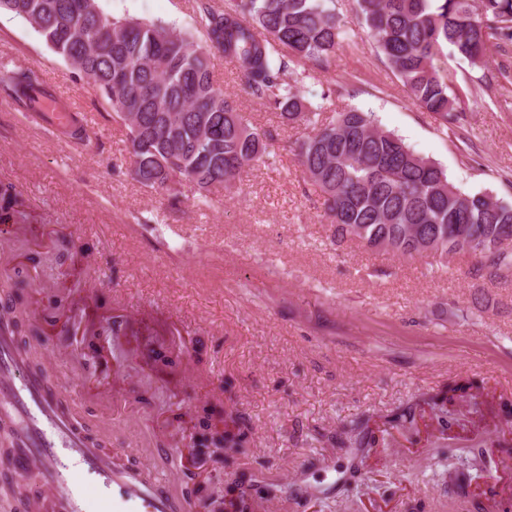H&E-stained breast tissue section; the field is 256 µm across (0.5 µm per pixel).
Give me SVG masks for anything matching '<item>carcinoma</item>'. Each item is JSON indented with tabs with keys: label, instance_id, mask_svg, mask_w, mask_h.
Listing matches in <instances>:
<instances>
[{
	"label": "carcinoma",
	"instance_id": "obj_1",
	"mask_svg": "<svg viewBox=\"0 0 512 512\" xmlns=\"http://www.w3.org/2000/svg\"><path fill=\"white\" fill-rule=\"evenodd\" d=\"M334 0H233L219 11L201 0L191 34L162 23L116 19L97 0H0V11L26 22L87 84L109 100L117 117L127 113L132 172L147 188L187 179L202 197L229 188L252 163L270 153L274 137L252 125L231 96L216 86L210 56L233 62L248 93L280 110L289 124L311 131L290 150L304 180L317 186L338 243L355 242L414 258L441 260L457 254L477 259V270L491 279L512 275V204L488 192L465 193L437 163L420 156L399 136L377 127L371 114L345 109L317 123L296 85L311 69L328 65L347 39ZM357 14L388 67L415 105L441 118L461 122L464 109L447 70L437 65L444 49L481 67L492 53L512 45V0H354ZM293 76V83L286 81ZM38 76L28 69L0 67V84L26 104ZM18 195L0 186V223L16 212ZM476 383L461 378L425 401L440 414L443 430L457 423L455 408L474 398ZM219 413L204 405L173 422L193 423L202 439L224 448L233 459L253 444L245 418L231 407L215 430ZM359 448L376 445L366 422ZM485 470L482 455L465 463L448 457V493L471 492Z\"/></svg>",
	"mask_w": 512,
	"mask_h": 512
}]
</instances>
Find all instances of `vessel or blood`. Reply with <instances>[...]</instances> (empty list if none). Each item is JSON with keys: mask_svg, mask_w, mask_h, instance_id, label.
<instances>
[{"mask_svg": "<svg viewBox=\"0 0 512 512\" xmlns=\"http://www.w3.org/2000/svg\"><path fill=\"white\" fill-rule=\"evenodd\" d=\"M17 338L0 331V416L16 425L18 472L34 471L35 487L56 512H87V478L98 481L102 512H174L161 483L117 466L69 410L71 393L55 374L30 371L16 354Z\"/></svg>", "mask_w": 512, "mask_h": 512, "instance_id": "obj_1", "label": "vessel or blood"}]
</instances>
